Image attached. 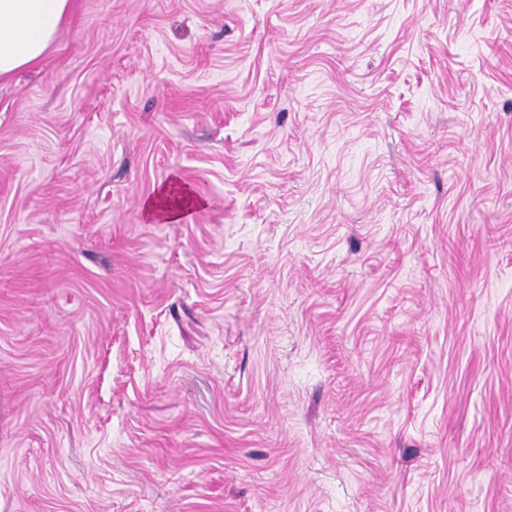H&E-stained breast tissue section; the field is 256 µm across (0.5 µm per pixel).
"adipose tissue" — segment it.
<instances>
[{"mask_svg": "<svg viewBox=\"0 0 512 512\" xmlns=\"http://www.w3.org/2000/svg\"><path fill=\"white\" fill-rule=\"evenodd\" d=\"M73 0H0V80L42 59L57 32L68 21ZM202 200L189 186L173 179L147 201L149 217L177 222Z\"/></svg>", "mask_w": 512, "mask_h": 512, "instance_id": "adipose-tissue-1", "label": "adipose tissue"}]
</instances>
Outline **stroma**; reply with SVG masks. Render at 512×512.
<instances>
[{
	"instance_id": "1",
	"label": "stroma",
	"mask_w": 512,
	"mask_h": 512,
	"mask_svg": "<svg viewBox=\"0 0 512 512\" xmlns=\"http://www.w3.org/2000/svg\"><path fill=\"white\" fill-rule=\"evenodd\" d=\"M0 512H512V0H74L0 82ZM171 196H176L172 199ZM205 202L178 179H171L145 205L146 214L163 222H178Z\"/></svg>"
}]
</instances>
